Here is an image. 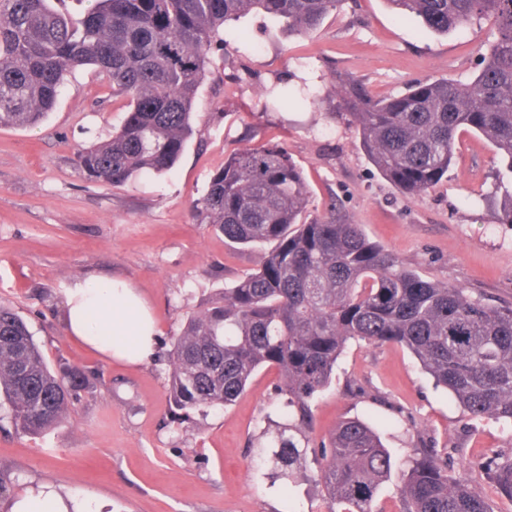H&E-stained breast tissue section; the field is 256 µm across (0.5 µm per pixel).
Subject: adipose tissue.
Returning a JSON list of instances; mask_svg holds the SVG:
<instances>
[{"label":"adipose tissue","instance_id":"1","mask_svg":"<svg viewBox=\"0 0 512 512\" xmlns=\"http://www.w3.org/2000/svg\"><path fill=\"white\" fill-rule=\"evenodd\" d=\"M63 324L77 338L107 359L131 365L154 354L156 322L148 302L121 279H80L65 295ZM104 503L85 498L67 503L49 485L28 487L11 512H103Z\"/></svg>","mask_w":512,"mask_h":512}]
</instances>
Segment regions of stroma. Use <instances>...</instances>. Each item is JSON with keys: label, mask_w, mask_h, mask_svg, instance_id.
<instances>
[{"label": "stroma", "mask_w": 512, "mask_h": 512, "mask_svg": "<svg viewBox=\"0 0 512 512\" xmlns=\"http://www.w3.org/2000/svg\"><path fill=\"white\" fill-rule=\"evenodd\" d=\"M195 102V133L175 166L121 187L90 180L77 150L120 127L125 97L89 66L68 75L36 128H0V301L27 321L50 365L92 379L69 418L31 436L0 417V512L39 484L108 501L105 512H327L318 446L342 420L379 435L397 463L433 448L491 512H512L486 467L512 460V425L471 418L395 344L349 341L332 384L313 400L314 431L300 467L272 482L263 431L278 417L280 382L264 367L226 408L172 418L168 353L187 317L211 306L257 268L261 249L225 241L196 209L212 175L238 151L287 150L309 189L308 217L328 203L403 266L492 306L512 305V226L492 213L512 174L483 135L457 136L446 179L423 196L398 193L369 162L337 107L341 82L394 95L425 80L468 81L494 38L490 24L445 35L385 0H345L311 35L250 13L224 29ZM308 83L314 101L266 108L263 90ZM91 275L120 277L157 322L150 362L105 360L72 339L60 311L67 287Z\"/></svg>", "instance_id": "35a3bbf8"}]
</instances>
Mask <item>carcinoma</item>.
Returning <instances> with one entry per match:
<instances>
[{"label":"carcinoma","instance_id":"obj_1","mask_svg":"<svg viewBox=\"0 0 512 512\" xmlns=\"http://www.w3.org/2000/svg\"><path fill=\"white\" fill-rule=\"evenodd\" d=\"M80 18L63 0H0V127L31 128L54 107L65 77L93 66L127 98L120 128L81 149L79 165L112 186L173 167L193 132V106L208 53L224 25L252 11L283 18L297 35L315 32L343 0H85ZM438 34L483 20L495 38L468 82L411 84L375 98L348 79L340 107L365 155L398 192L420 197L444 177L455 136L478 132L512 173V0H388ZM307 185L278 147L235 153L196 208L224 239L268 242L257 270L213 306L187 318L169 351L170 398L181 420L227 407L262 367L282 375L284 419L276 459L301 458L294 434L312 429V401L333 379L351 339L407 348L472 417L512 422V307L494 308L464 289L426 280L371 242L359 224L336 218V203L306 222ZM494 223L512 225V192ZM93 387L87 373L52 368L27 323L0 303V398L10 422L42 435L70 415ZM319 481L328 512H374L395 462L372 428L341 421L320 445ZM512 497V462L495 466ZM400 512H491L468 482L448 477L438 452L407 460Z\"/></svg>","mask_w":512,"mask_h":512}]
</instances>
